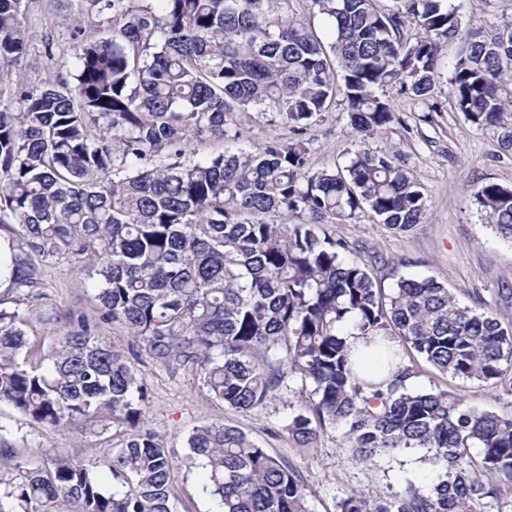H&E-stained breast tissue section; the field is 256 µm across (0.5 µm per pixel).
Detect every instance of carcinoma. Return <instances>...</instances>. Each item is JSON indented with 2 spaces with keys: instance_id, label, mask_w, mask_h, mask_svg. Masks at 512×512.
Listing matches in <instances>:
<instances>
[{
  "instance_id": "1",
  "label": "carcinoma",
  "mask_w": 512,
  "mask_h": 512,
  "mask_svg": "<svg viewBox=\"0 0 512 512\" xmlns=\"http://www.w3.org/2000/svg\"><path fill=\"white\" fill-rule=\"evenodd\" d=\"M28 0H0V404L52 427L125 429L103 462L59 452L44 466L19 455L0 424V512H172L174 464L142 427L146 390L127 358L98 339L121 323L154 363L199 374L225 406L249 410L288 387L304 407L288 433L301 446L341 425L368 462L425 450L433 491L408 486L337 512H485L512 500V411H479L437 389H413L414 354L452 379L512 375V318L464 305L434 277H399L385 293L352 244L328 229L368 210L392 232L423 223L420 184L387 152L357 149L345 165L307 169L306 127L343 94L357 134L396 121L377 91L427 100L445 42L465 47L450 68L455 111L512 149V23L466 39L450 0H313L329 44L280 13L277 0H64L73 17L72 79L24 76L33 39ZM97 17L111 34L85 26ZM414 22L412 38L403 35ZM334 57L340 74L329 63ZM272 112L286 143L205 159L190 138H222L236 112ZM476 204L512 243V187L482 184ZM282 210L305 216L276 224ZM89 257L96 313L40 306L43 266ZM63 326L30 341L27 326ZM378 359L367 381L347 337ZM191 455L224 512H309L307 488L280 457L222 423L193 428Z\"/></svg>"
}]
</instances>
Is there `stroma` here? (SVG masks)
I'll use <instances>...</instances> for the list:
<instances>
[{
    "mask_svg": "<svg viewBox=\"0 0 512 512\" xmlns=\"http://www.w3.org/2000/svg\"><path fill=\"white\" fill-rule=\"evenodd\" d=\"M456 2L462 7L465 31L473 37L490 36L512 21V0ZM27 20L40 35L28 49V72H52L55 65L47 59L42 40L47 37L54 44L68 45L71 21L52 0H31ZM461 47L458 41L443 44L444 67L430 101L414 100L391 87L382 91V98L398 117L383 133L359 139L345 102L338 96L322 119L308 127L303 139L310 170L344 163L350 153L363 147L396 154L424 187L427 219L405 235L392 234L367 213L335 227L337 235L355 244L361 254L376 252L395 260V267L380 274L382 288L391 289L403 275L432 276L461 302L500 314L504 305L498 289L502 282H512V244L498 239L484 223L474 196L488 181L512 186V152L502 150L494 133L470 124L448 101L446 65ZM235 119L239 140L198 139L189 143V150L201 159L236 151L243 143L260 147L292 136L288 124L271 113L240 112ZM44 283L61 309L94 316L91 282L70 261L47 266ZM131 365L147 386L149 407L144 427L163 441L176 463L172 512H223L220 501L207 491L204 473L186 446L194 427L215 422L240 429L259 446L284 458L307 486L310 512H336L338 502L355 491L378 499L409 485L426 494L435 484L434 473L421 461L422 450L407 449L363 464L354 458L339 426L320 429L309 447L296 445L288 434V418L299 407L292 395L298 381H290L289 391L275 392L262 406L238 411L213 398L197 374L169 372L142 354L132 358ZM411 386L439 388L479 410L499 411L512 405L511 381L492 386L464 383L440 375L422 361ZM0 423L10 426L13 444L35 464L58 451L100 463L122 438L116 429L98 436L34 424L3 404Z\"/></svg>",
    "mask_w": 512,
    "mask_h": 512,
    "instance_id": "35a3bbf8",
    "label": "stroma"
}]
</instances>
